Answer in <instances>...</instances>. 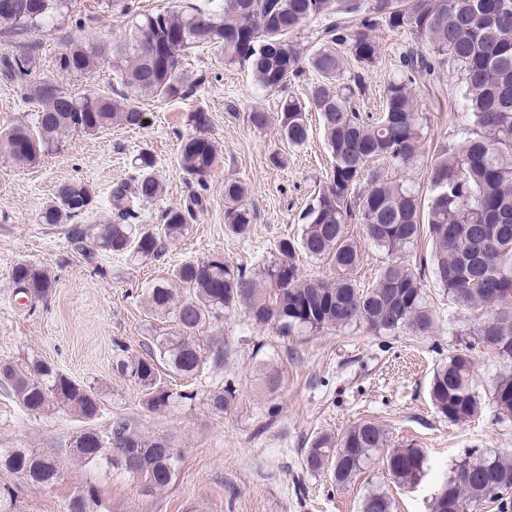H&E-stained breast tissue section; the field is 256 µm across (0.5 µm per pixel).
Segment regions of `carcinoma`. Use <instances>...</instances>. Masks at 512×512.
I'll return each instance as SVG.
<instances>
[{
    "instance_id": "cac0c4a2",
    "label": "carcinoma",
    "mask_w": 512,
    "mask_h": 512,
    "mask_svg": "<svg viewBox=\"0 0 512 512\" xmlns=\"http://www.w3.org/2000/svg\"><path fill=\"white\" fill-rule=\"evenodd\" d=\"M0 8V22L31 30L65 10L72 0H9ZM208 11H162L135 25L130 43L112 49L118 87L81 97L60 83L87 75L99 58L101 44L72 40L55 56L54 73L29 81L32 55L0 56V81L24 88L28 103L37 106L30 121L0 131V155L19 167L31 166L53 152L73 133L95 135L113 126L142 127L146 113L138 102L185 100L196 83L183 70L186 52L195 47L218 48L224 64L250 70L255 85L266 92H286L288 81L307 70L320 76L308 92V107L318 112L330 155L326 181L301 214L299 237L284 238L272 257L253 269L224 259L188 260L168 276L148 285L151 305L174 310L178 335L143 343L145 355L117 358L116 368L148 389L146 405L158 410L174 398L160 371L201 376L206 361L224 363V347L216 343L204 355L197 334L226 308L240 306L257 325H272L282 334L317 333L325 328L362 324L380 334L407 331L429 334L434 315L425 300L424 275L448 291V298L467 310L479 311L475 341L493 351L500 362L512 363V0H210ZM105 12H134V0H98ZM312 19L325 21L320 46L308 52L294 40ZM408 32L415 47L399 59V74L382 91L379 116L362 115L365 71L381 53L376 31ZM165 40L170 53L163 63L149 57L144 43ZM343 47L357 71L345 85L336 84L344 65ZM464 84L468 136L434 149L428 169L429 198L421 208L418 193L402 181L372 167L385 159L405 170L423 154L425 118L419 113L416 89L440 80L446 66ZM189 132L179 134L178 165L189 193L183 204L165 209L159 225L138 224V205L159 197L163 184L153 155L142 152L134 173L112 187V222L71 224L67 235L81 250L90 243L134 260L163 258L170 244L182 238L195 213L203 209V191L219 165V152L209 133V117L196 109L187 113ZM278 127L293 147L309 139L305 107L292 96L282 100ZM89 186L73 181L59 187L43 209L44 224H64L93 210ZM255 218L247 203L246 184L224 181V227L243 236ZM360 224L365 237L391 260L375 282L361 288L353 274L362 261L345 226ZM426 231L432 244L428 269L404 260L405 253ZM327 262L331 279L307 278L297 252ZM12 282L32 300L45 301L53 290L47 271L34 263H16ZM195 289V296L177 299L172 283ZM476 371L469 345L448 354L434 371L430 399L436 412L453 424L477 416L483 406L475 390ZM0 388L30 413L62 404L85 419L100 408L95 393L72 380L54 364L37 359L18 368L0 361ZM235 400L229 384L211 397L216 413ZM490 400L498 418L512 420V370L492 380ZM387 449L383 464L399 484L412 485L425 474L422 449L389 448L385 430L371 421L349 428L341 438L316 435L307 448L305 466L329 471L344 486L364 469L373 453ZM88 463L135 469L155 489L171 483L178 453L163 438L147 439L132 423L117 417L108 430L89 429L75 442ZM0 466L22 473L29 481L50 485L58 478L55 460L23 448H0ZM485 503L497 512H512V457L474 450L445 475L431 512H474ZM92 488L75 493L67 512H100ZM360 512H392L386 494L370 492Z\"/></svg>"
}]
</instances>
